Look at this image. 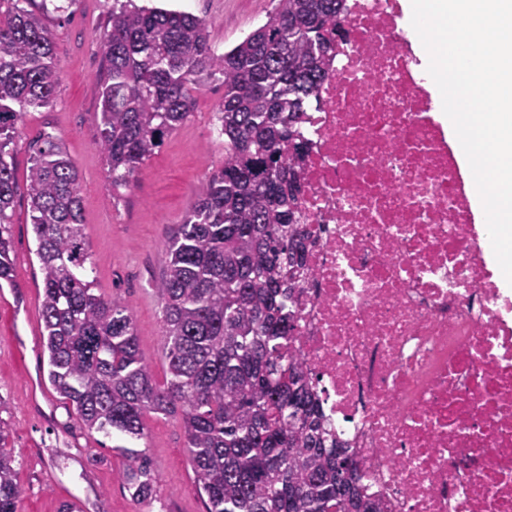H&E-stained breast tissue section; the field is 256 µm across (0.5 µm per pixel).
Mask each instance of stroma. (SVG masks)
<instances>
[{"instance_id": "1", "label": "stroma", "mask_w": 512, "mask_h": 512, "mask_svg": "<svg viewBox=\"0 0 512 512\" xmlns=\"http://www.w3.org/2000/svg\"><path fill=\"white\" fill-rule=\"evenodd\" d=\"M181 9L205 19L210 38L224 51L263 24L273 0H138ZM46 25L58 46L60 80L52 103L26 112L16 135V178L25 183L30 142L57 137L74 162L80 185L84 233L97 294L120 297L130 307L154 378L164 382L163 309L154 288L167 261L175 225L224 162V139L215 114L224 100L220 77L192 91L187 119L164 140L133 181L113 187L98 147L97 74L101 38L112 0H59ZM14 287L0 288V419L25 489L21 512H58L73 502L79 512H205L193 484L180 420L149 415L146 436L136 441L159 474L151 501H134L121 477L122 458L113 440L84 429L50 384L40 340L42 273L25 196H18L12 226Z\"/></svg>"}]
</instances>
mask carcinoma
Segmentation results:
<instances>
[{"label":"carcinoma","mask_w":512,"mask_h":512,"mask_svg":"<svg viewBox=\"0 0 512 512\" xmlns=\"http://www.w3.org/2000/svg\"><path fill=\"white\" fill-rule=\"evenodd\" d=\"M29 2L0 0V282L13 278L17 127L59 83L48 9ZM273 2L266 22L222 53L202 18L112 3L98 77V146L112 183L130 182L193 111L192 88L216 75L224 163L168 239L155 288L167 337L159 385L128 304L95 294L87 276L73 161L55 136L33 139L26 199L48 379L90 432L139 440L147 415L179 418L206 512H379L325 426L312 373L290 351L309 236L297 220L307 153L299 125L329 76L348 0ZM113 450L133 499L151 498L158 474L146 452ZM23 496L0 445V512H21Z\"/></svg>","instance_id":"1"}]
</instances>
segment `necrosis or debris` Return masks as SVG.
Segmentation results:
<instances>
[{
    "mask_svg": "<svg viewBox=\"0 0 512 512\" xmlns=\"http://www.w3.org/2000/svg\"><path fill=\"white\" fill-rule=\"evenodd\" d=\"M305 114L294 354L381 512H512V285L397 0H349Z\"/></svg>",
    "mask_w": 512,
    "mask_h": 512,
    "instance_id": "4bbe7bcc",
    "label": "necrosis or debris"
}]
</instances>
